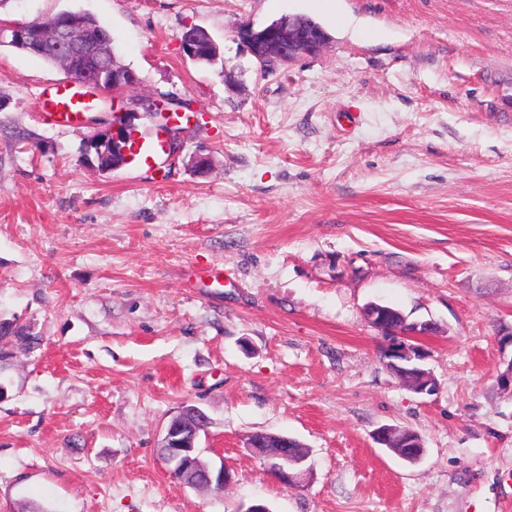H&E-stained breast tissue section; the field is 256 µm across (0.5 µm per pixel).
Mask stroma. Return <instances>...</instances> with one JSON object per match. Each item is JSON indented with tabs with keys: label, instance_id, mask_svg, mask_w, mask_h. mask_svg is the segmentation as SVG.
<instances>
[{
	"label": "stroma",
	"instance_id": "obj_1",
	"mask_svg": "<svg viewBox=\"0 0 512 512\" xmlns=\"http://www.w3.org/2000/svg\"><path fill=\"white\" fill-rule=\"evenodd\" d=\"M66 10L138 74L120 100L191 118L154 167L89 170L97 124L39 104L65 74L0 47V323L38 340L0 338V512H512V0H0L4 21ZM288 15L329 42L261 69L237 30ZM194 26L222 65L184 56ZM370 302L437 324L434 395L385 367ZM187 406L224 492L157 456ZM385 424L422 437L418 463L374 443ZM254 432L304 444L307 479L283 486Z\"/></svg>",
	"mask_w": 512,
	"mask_h": 512
}]
</instances>
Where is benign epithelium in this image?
Returning a JSON list of instances; mask_svg holds the SVG:
<instances>
[{
    "instance_id": "1",
    "label": "benign epithelium",
    "mask_w": 512,
    "mask_h": 512,
    "mask_svg": "<svg viewBox=\"0 0 512 512\" xmlns=\"http://www.w3.org/2000/svg\"><path fill=\"white\" fill-rule=\"evenodd\" d=\"M27 38V22L0 21V44H22ZM238 39L261 66L267 67L276 62L289 63L299 58L319 54L327 42L326 32L318 25L303 18H281L271 25L256 29L249 23L238 29ZM47 40L64 59L68 66L67 76L73 81L90 85L102 91L120 93L139 82L137 74L131 70L112 68L105 58L103 49L85 36V16L81 12H62L55 15L47 31ZM183 53L193 57L205 52L208 46L195 33L183 31L180 37ZM138 135L136 124L114 123L89 136L82 153L84 165L94 171H112V149L125 143L128 137ZM368 324L377 328L382 335L389 337L386 347L387 367L410 390L423 395H432L437 387L430 372L423 369L419 361L424 352L419 340L435 333L431 321L406 323L400 331L392 329L393 320L388 308L371 303L364 310ZM374 442L382 448H404L400 455L405 462L416 463L422 459L425 446L421 436L405 427L383 425L373 434ZM198 438H189L176 419L168 421L162 433L159 447L167 449L162 462L168 466L173 477L191 488H224L231 483V475L224 469L204 466L197 456ZM258 440L251 435L246 447L266 461L269 471L285 486L301 484L308 474L304 467L305 455L267 456L257 449Z\"/></svg>"
}]
</instances>
